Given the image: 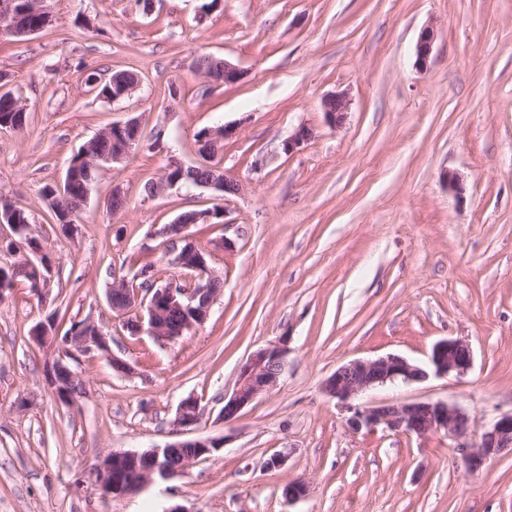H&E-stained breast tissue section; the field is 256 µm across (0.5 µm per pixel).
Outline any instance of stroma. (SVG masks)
Listing matches in <instances>:
<instances>
[{"label":"stroma","instance_id":"35a3bbf8","mask_svg":"<svg viewBox=\"0 0 512 512\" xmlns=\"http://www.w3.org/2000/svg\"><path fill=\"white\" fill-rule=\"evenodd\" d=\"M202 2L155 0L147 12L137 0H47L49 26L0 32V91L28 112L22 131L0 129V196L30 214L53 259L48 298L19 282L0 301V512H512V451L473 469L440 434L355 432L322 389L350 360L423 362L438 341L463 339L464 376L385 386L371 400L448 401L477 429L512 413V0H219L206 13ZM427 26L437 37L421 70ZM202 55L242 79L204 78L191 67ZM96 69L132 72L138 88L104 101L86 84ZM341 92L351 107L334 127L322 101ZM133 117L139 145L99 169L77 234L63 235L42 186ZM219 125L234 134L217 159L244 190L224 203V223L189 238L224 286L206 322L177 340L130 335L107 304L113 276L132 274L133 258L175 274L155 229L219 202L208 188L151 199L144 186L169 159L196 164L197 132ZM303 125L311 140L283 153ZM58 316L95 321L134 374L82 359L84 396L58 402L57 349L31 337ZM281 342L277 386L224 421L240 365ZM190 396L202 408L193 436L222 448L181 476L103 498L88 478L95 456L176 440ZM275 452L284 462L271 469ZM293 480L306 496H284Z\"/></svg>","mask_w":512,"mask_h":512}]
</instances>
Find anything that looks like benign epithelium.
Masks as SVG:
<instances>
[{
    "label": "benign epithelium",
    "instance_id": "benign-epithelium-1",
    "mask_svg": "<svg viewBox=\"0 0 512 512\" xmlns=\"http://www.w3.org/2000/svg\"><path fill=\"white\" fill-rule=\"evenodd\" d=\"M41 14L48 20L50 16L44 8V0H0V29L17 37H25L39 32L30 24V17ZM435 40L431 26L420 33L416 47V67L427 66ZM205 76L216 82L234 84L242 77L241 70L227 60L220 61V69L205 72ZM137 89L135 78L124 72L112 74V96L115 102L131 95ZM328 122L340 126L347 117L350 99L346 93H336L322 102ZM141 124L133 118L118 122L100 131L99 137H110L115 149L112 156L101 157L83 150L82 160L92 173L105 164L119 163L139 142ZM313 136V131L300 126L282 144L284 153L291 155ZM188 167L172 158L163 177L149 186V196L160 197L173 189L182 188V181L188 180L194 187L211 188L224 196L238 195L243 185L228 173L221 178L207 181H194L187 178ZM224 207L216 205L203 211L183 213L171 224H164L155 231L169 244L186 240V232L192 224L224 223ZM0 224H8L12 234L0 236V250L8 251L7 244L16 243L14 236L23 234V229L15 223L12 212H0ZM43 251L33 248L21 252L23 272L33 274L43 284L37 289V296L45 298L51 288L52 266L42 261ZM210 254L192 246L181 250L172 260L181 273L161 279L155 275L150 282L155 287L128 288L126 279L113 277L112 287L107 290V300L113 312L124 316L123 326L133 335L142 332L159 343L172 342L185 332L202 325L222 283L221 276L210 267ZM180 317L173 325L171 315ZM63 348L54 360L55 369L66 382L83 381L82 373L71 368L67 361L80 358L104 356L112 364V370L131 375L134 367L128 361L114 355L109 347L107 336L93 322L82 325V332L61 341ZM287 349L283 345H270L254 352L239 368L235 389L231 396L224 397L221 411L226 421L232 420L238 412L259 395L269 391L285 370ZM473 353L470 345L460 339H446L437 342L424 364L413 362L405 357L387 354L374 359L350 360L340 365L324 382L323 391L335 399L337 404L350 413L347 419L349 428L359 431L363 428L398 432L404 435L426 436L430 433H444L452 442V447L471 465L482 459L512 450V414L504 415L479 434H472V424L467 411L457 404L442 401H416L410 403H381L364 405L360 399L368 392L396 382L413 383L427 379L429 375L462 376L472 367ZM200 402L188 397L178 406L173 422L175 432L183 438L163 447L146 451L100 453L96 456L90 476L106 499L123 498L140 491L147 484L160 479L168 480L180 475L195 462L206 459L222 444L207 438L186 437L200 418ZM186 448L189 454L176 466L168 464L173 450Z\"/></svg>",
    "mask_w": 512,
    "mask_h": 512
}]
</instances>
